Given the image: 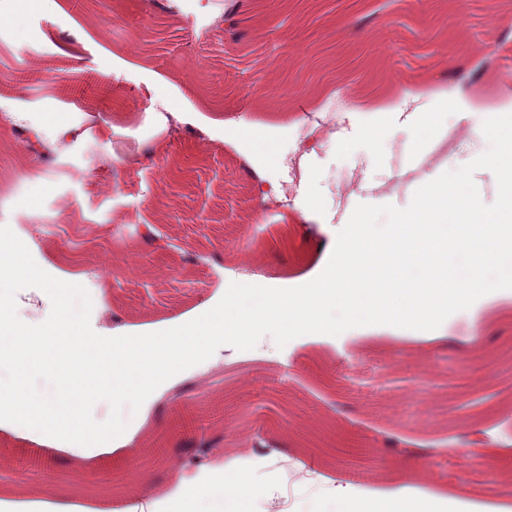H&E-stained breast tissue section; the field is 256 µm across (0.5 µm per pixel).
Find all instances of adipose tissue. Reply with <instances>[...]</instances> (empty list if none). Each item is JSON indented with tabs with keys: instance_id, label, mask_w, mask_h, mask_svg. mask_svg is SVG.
<instances>
[{
	"instance_id": "obj_1",
	"label": "adipose tissue",
	"mask_w": 512,
	"mask_h": 512,
	"mask_svg": "<svg viewBox=\"0 0 512 512\" xmlns=\"http://www.w3.org/2000/svg\"><path fill=\"white\" fill-rule=\"evenodd\" d=\"M454 99L439 100L430 112H412L416 151L439 138L442 118L462 111ZM485 133L498 142L484 166L500 175L502 204L480 213L483 184L472 172H461L454 185L425 184L415 213L402 216L390 234L373 239L364 215H356L346 235L330 241L319 271L303 287L262 288L247 279L231 285L224 296L192 313L169 334L132 338L86 336L68 313L41 331L28 333L7 322L0 305V338L8 356L0 355V414L12 427L29 431L31 440L55 456L87 446L103 455L151 437L144 426L98 430L83 418L85 391L47 403L28 388L31 364L51 367L59 360L92 358L99 372L94 393L108 399L135 396L157 399L200 355L222 348L226 338H243L251 324L268 321L296 342H335L349 326L390 323L416 336L446 341L442 326L456 309L469 307L512 285V114L489 113ZM224 488L229 512H244L253 492L247 469L238 457L195 479L155 489L149 512H206L203 502L212 486Z\"/></svg>"
}]
</instances>
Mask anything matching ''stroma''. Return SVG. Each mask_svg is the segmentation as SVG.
Listing matches in <instances>:
<instances>
[{"mask_svg":"<svg viewBox=\"0 0 512 512\" xmlns=\"http://www.w3.org/2000/svg\"><path fill=\"white\" fill-rule=\"evenodd\" d=\"M0 0V15L21 16L23 33L0 41V232L26 244L48 279H22L7 289L13 323L36 329L52 324L62 300L55 277L79 280L78 317L88 336L161 335L222 295L232 270L255 254V277L275 288L318 263L313 244L341 236L356 214H366L375 238L418 209V187L448 180L494 149L482 133L489 109L512 96L504 73L512 70V0H248L237 32L218 22L217 10L198 0H87L83 10L64 0ZM488 43V54L473 53ZM112 78L102 122L83 129L77 105L44 98L28 77L49 51ZM479 75V82L449 81L446 59ZM355 80L372 110L325 107L333 89ZM416 94L422 108L441 97L459 98L464 115H448L456 137L437 158H415L413 127L390 108L399 89ZM183 113L189 129L173 141L154 117L156 101ZM323 119L320 148L302 155L297 144L306 115ZM80 128L60 144L52 162L28 150L23 130L37 127L55 139L54 117ZM250 123L247 136L234 128ZM384 127L379 146L365 128ZM205 138H198V131ZM276 146L268 170L274 196L251 191L252 170L264 161L254 147ZM316 205L305 221L304 201ZM150 225L159 248L145 247ZM483 312L464 309L436 346L401 338L382 323L362 324L335 344L287 342L277 327L258 328L234 343L236 362L217 366L205 357L160 398L88 401L87 417L101 426L147 421L160 453L144 469L159 484L175 475L167 461L183 449L169 439L174 407L202 418L215 445L210 467L226 457L253 461L255 492L247 508L264 512L275 491L258 467L274 457L302 463L318 480L293 489L299 512H336L331 490L346 483L348 451L364 454L368 478L355 490L383 498L401 480L436 498L485 506H512V319L492 330ZM484 379L478 392L473 379ZM480 420L489 455L468 443L458 419ZM319 419L330 428L331 452L305 446L289 427ZM258 448L239 446L241 428Z\"/></svg>","mask_w":512,"mask_h":512,"instance_id":"1","label":"stroma"}]
</instances>
